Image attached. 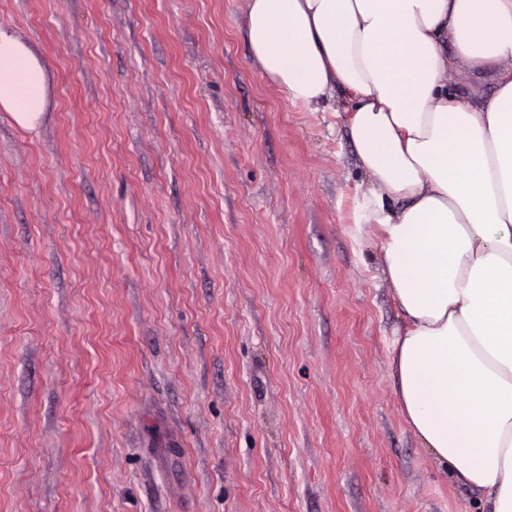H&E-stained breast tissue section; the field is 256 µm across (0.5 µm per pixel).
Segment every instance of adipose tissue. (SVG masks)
<instances>
[{
    "label": "adipose tissue",
    "mask_w": 512,
    "mask_h": 512,
    "mask_svg": "<svg viewBox=\"0 0 512 512\" xmlns=\"http://www.w3.org/2000/svg\"><path fill=\"white\" fill-rule=\"evenodd\" d=\"M261 73L308 106L342 90L371 186L356 230L381 232L405 317L400 412L436 461L512 512V0H248ZM494 96L448 94L454 61ZM47 69L0 27V112L35 130Z\"/></svg>",
    "instance_id": "obj_1"
}]
</instances>
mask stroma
<instances>
[{"mask_svg":"<svg viewBox=\"0 0 512 512\" xmlns=\"http://www.w3.org/2000/svg\"><path fill=\"white\" fill-rule=\"evenodd\" d=\"M246 6L0 0L48 66L0 112V512H485L399 410L351 104L263 76Z\"/></svg>","mask_w":512,"mask_h":512,"instance_id":"35a3bbf8","label":"stroma"}]
</instances>
